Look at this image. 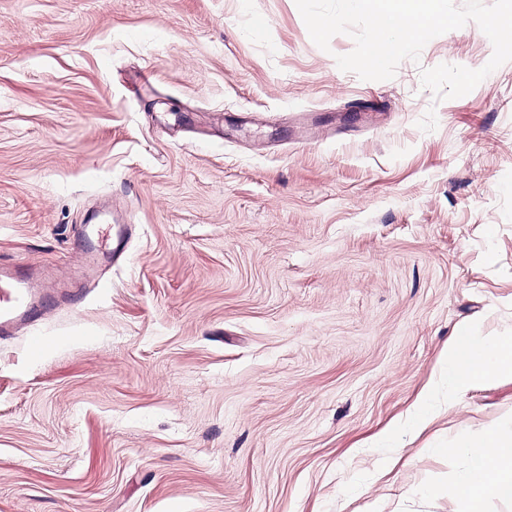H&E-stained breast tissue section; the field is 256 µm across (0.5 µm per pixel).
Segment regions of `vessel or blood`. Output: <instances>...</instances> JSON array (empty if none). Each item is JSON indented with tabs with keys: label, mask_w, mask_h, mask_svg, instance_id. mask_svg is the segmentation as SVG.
<instances>
[{
	"label": "vessel or blood",
	"mask_w": 512,
	"mask_h": 512,
	"mask_svg": "<svg viewBox=\"0 0 512 512\" xmlns=\"http://www.w3.org/2000/svg\"><path fill=\"white\" fill-rule=\"evenodd\" d=\"M83 263L75 279L62 281L42 267L27 269L0 259V340L46 313L54 302L72 298L81 282L96 279L118 253L117 243L94 233L82 235Z\"/></svg>",
	"instance_id": "b4317fda"
}]
</instances>
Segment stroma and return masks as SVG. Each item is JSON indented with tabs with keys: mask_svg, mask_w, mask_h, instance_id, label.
<instances>
[{
	"mask_svg": "<svg viewBox=\"0 0 512 512\" xmlns=\"http://www.w3.org/2000/svg\"><path fill=\"white\" fill-rule=\"evenodd\" d=\"M353 48L296 0H0V258L71 277L95 205L128 240L0 341V512H454L420 491L512 381L385 481L375 441L459 329L512 336V62L437 102L420 71L483 67L476 23L389 80Z\"/></svg>",
	"mask_w": 512,
	"mask_h": 512,
	"instance_id": "obj_1",
	"label": "stroma"
}]
</instances>
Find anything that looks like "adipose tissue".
<instances>
[{"instance_id":"adipose-tissue-1","label":"adipose tissue","mask_w":512,"mask_h":512,"mask_svg":"<svg viewBox=\"0 0 512 512\" xmlns=\"http://www.w3.org/2000/svg\"><path fill=\"white\" fill-rule=\"evenodd\" d=\"M448 401L489 380L512 378V336L476 338L461 332L448 347ZM448 454L461 455L466 468L447 488H425L428 496L448 494L455 512H486L489 499L512 501V425H491L473 438L449 443Z\"/></svg>"}]
</instances>
